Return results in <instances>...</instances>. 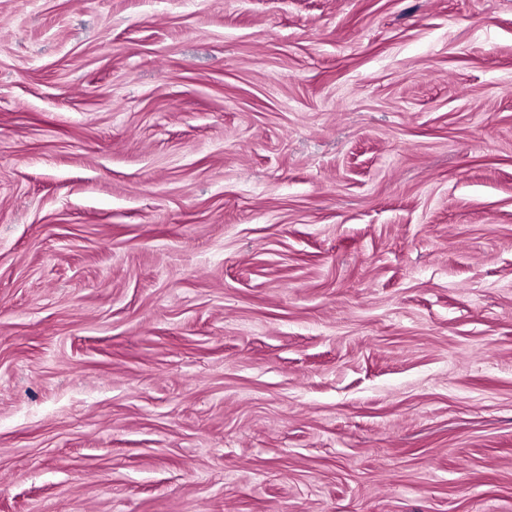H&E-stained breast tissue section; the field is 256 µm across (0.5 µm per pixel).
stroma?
I'll return each instance as SVG.
<instances>
[{"label":"stroma","mask_w":512,"mask_h":512,"mask_svg":"<svg viewBox=\"0 0 512 512\" xmlns=\"http://www.w3.org/2000/svg\"><path fill=\"white\" fill-rule=\"evenodd\" d=\"M0 512H512V0H0Z\"/></svg>","instance_id":"1"}]
</instances>
